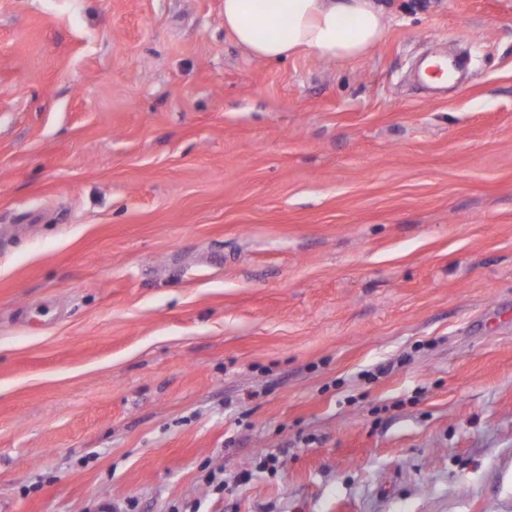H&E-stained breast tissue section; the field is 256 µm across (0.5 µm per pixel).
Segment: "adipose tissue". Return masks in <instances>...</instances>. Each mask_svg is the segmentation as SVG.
I'll use <instances>...</instances> for the list:
<instances>
[{
    "mask_svg": "<svg viewBox=\"0 0 512 512\" xmlns=\"http://www.w3.org/2000/svg\"><path fill=\"white\" fill-rule=\"evenodd\" d=\"M224 28L268 62L304 52L345 61L382 40L386 19L379 0H224Z\"/></svg>",
    "mask_w": 512,
    "mask_h": 512,
    "instance_id": "obj_1",
    "label": "adipose tissue"
}]
</instances>
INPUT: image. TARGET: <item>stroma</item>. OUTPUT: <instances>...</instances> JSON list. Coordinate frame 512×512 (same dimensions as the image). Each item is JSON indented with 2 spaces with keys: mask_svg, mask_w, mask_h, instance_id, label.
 Wrapping results in <instances>:
<instances>
[{
  "mask_svg": "<svg viewBox=\"0 0 512 512\" xmlns=\"http://www.w3.org/2000/svg\"><path fill=\"white\" fill-rule=\"evenodd\" d=\"M386 11L0 0V512H512V0ZM380 0H224V30L254 57L281 62L312 52L364 55L386 32Z\"/></svg>",
  "mask_w": 512,
  "mask_h": 512,
  "instance_id": "obj_1",
  "label": "stroma"
}]
</instances>
